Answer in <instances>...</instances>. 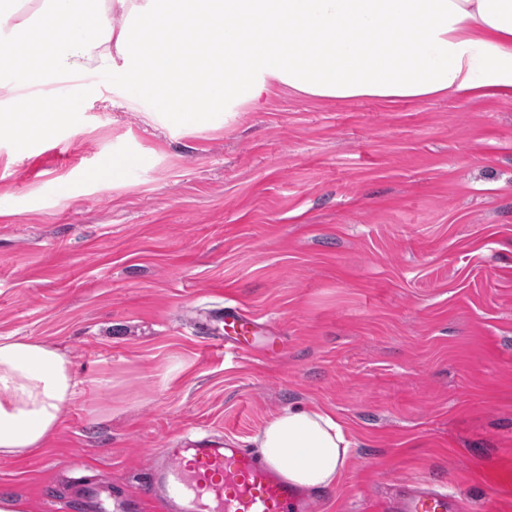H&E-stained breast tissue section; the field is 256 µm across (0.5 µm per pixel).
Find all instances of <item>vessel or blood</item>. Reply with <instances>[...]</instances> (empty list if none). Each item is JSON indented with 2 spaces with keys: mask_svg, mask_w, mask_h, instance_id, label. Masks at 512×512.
Returning a JSON list of instances; mask_svg holds the SVG:
<instances>
[{
  "mask_svg": "<svg viewBox=\"0 0 512 512\" xmlns=\"http://www.w3.org/2000/svg\"><path fill=\"white\" fill-rule=\"evenodd\" d=\"M218 318L225 341L235 346L254 323L236 304L225 305ZM102 493L101 487H84L65 508L97 512ZM148 502L158 512H314L318 497L286 480L256 452L203 438L155 452L142 490L129 495L125 510L142 512ZM382 512H459V507L447 492L411 482L384 502Z\"/></svg>",
  "mask_w": 512,
  "mask_h": 512,
  "instance_id": "vessel-or-blood-1",
  "label": "vessel or blood"
}]
</instances>
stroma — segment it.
Wrapping results in <instances>:
<instances>
[{"mask_svg":"<svg viewBox=\"0 0 512 512\" xmlns=\"http://www.w3.org/2000/svg\"><path fill=\"white\" fill-rule=\"evenodd\" d=\"M81 81L51 137L0 139V336L58 347L88 383L46 448L0 458V495H121L156 449L248 446L318 404L354 448L316 512H372L408 481L512 512V100L277 87L177 132L114 108L111 76ZM228 296L259 317L253 354L214 338Z\"/></svg>","mask_w":512,"mask_h":512,"instance_id":"stroma-1","label":"stroma"}]
</instances>
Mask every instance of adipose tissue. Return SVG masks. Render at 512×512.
Here are the masks:
<instances>
[{
    "label": "adipose tissue",
    "mask_w": 512,
    "mask_h": 512,
    "mask_svg": "<svg viewBox=\"0 0 512 512\" xmlns=\"http://www.w3.org/2000/svg\"><path fill=\"white\" fill-rule=\"evenodd\" d=\"M110 11L119 24L95 0H43L15 24L0 67L28 108L1 135L51 137L86 88L31 89L85 67L118 77L127 110L178 130L233 124L276 85L317 101L512 97V0H112ZM81 391L58 348L0 336V457L44 447ZM254 440L290 482L318 490L337 485L353 446L317 405L278 411Z\"/></svg>",
    "instance_id": "ef3b65f1"
}]
</instances>
